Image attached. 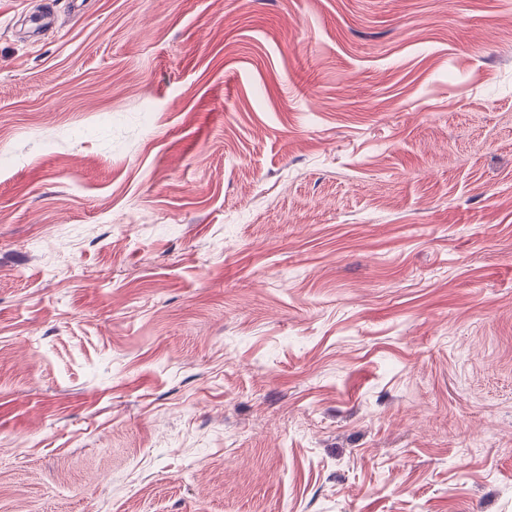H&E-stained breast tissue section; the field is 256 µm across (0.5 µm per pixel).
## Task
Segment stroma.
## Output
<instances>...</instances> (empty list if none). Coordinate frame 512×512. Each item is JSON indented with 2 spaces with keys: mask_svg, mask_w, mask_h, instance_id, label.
Instances as JSON below:
<instances>
[{
  "mask_svg": "<svg viewBox=\"0 0 512 512\" xmlns=\"http://www.w3.org/2000/svg\"><path fill=\"white\" fill-rule=\"evenodd\" d=\"M0 0V512H512V0Z\"/></svg>",
  "mask_w": 512,
  "mask_h": 512,
  "instance_id": "35a3bbf8",
  "label": "stroma"
}]
</instances>
